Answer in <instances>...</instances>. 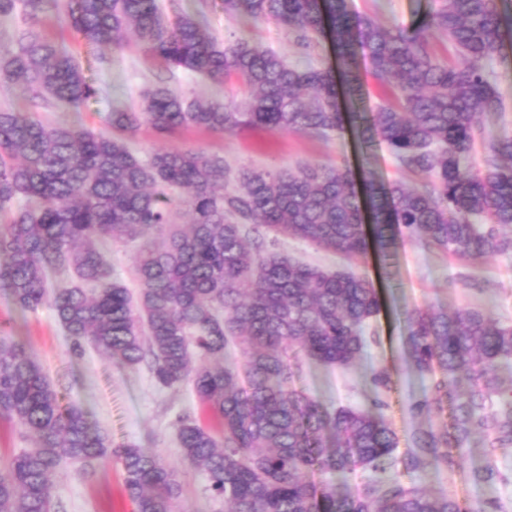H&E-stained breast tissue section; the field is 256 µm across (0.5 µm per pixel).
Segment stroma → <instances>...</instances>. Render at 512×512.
Listing matches in <instances>:
<instances>
[{
	"label": "stroma",
	"mask_w": 512,
	"mask_h": 512,
	"mask_svg": "<svg viewBox=\"0 0 512 512\" xmlns=\"http://www.w3.org/2000/svg\"><path fill=\"white\" fill-rule=\"evenodd\" d=\"M161 2L170 21L181 14L203 13L218 39L243 37L275 50L293 64L306 59L316 66L333 63L328 42L302 47L292 32L275 22L226 14L220 0H210L206 6L201 0ZM347 5L351 11L369 14L383 25L409 26L431 9L433 0H347ZM33 31L74 55L97 89L95 97L74 111L52 102L32 106L22 88L0 81V108L35 112L50 125L103 129L109 113L134 105L141 92L160 79L176 94L189 99L221 101L231 93V83L219 84L194 73L169 71L129 35L120 42L89 49L74 36L65 16L54 12L43 15ZM491 78L507 109L500 114L484 115L481 122L493 132L512 133V66L494 63ZM129 146L143 157L158 147L200 148L222 157L233 173L242 169H293L307 164L333 166L346 162L371 171L383 183H419L418 176L401 168L388 148L379 145L361 152L347 134L318 138L299 131L252 127L230 133L185 128L160 134L144 126L130 137ZM277 249L312 265L327 269L349 267L374 278L382 307L372 325L374 336L360 358L348 368L304 364L295 384L328 409H369L375 398L371 375L379 370L387 372L391 389L384 396L382 414L398 436L395 455L400 459L411 448L415 431L439 423L435 416L416 417L408 410L409 404L428 394L430 379L406 362L407 312L429 307L450 312L476 308L499 322L512 324V252L472 261L403 238L387 274L382 275L373 260L350 259L301 240H280ZM1 321L6 322L10 335L21 340L40 361L52 382L63 387L66 401L82 406L90 420L111 435L114 444L139 445L158 454L177 471L183 487L176 503L177 512H224L223 502L211 497L203 477L181 457L175 418L182 412L196 416L201 413L189 386L161 388L146 368L119 367L91 347L86 348L83 357H75L70 339L51 306L24 312L0 293ZM484 461L482 441L475 437L454 469L426 467L407 471L398 467L387 471L385 477L431 493L448 494L467 505L494 499L502 505L503 512H512V450L496 458L504 479L491 487L472 480L473 471ZM52 482L57 512H132L116 462L89 467L67 464L58 470Z\"/></svg>",
	"instance_id": "35a3bbf8"
}]
</instances>
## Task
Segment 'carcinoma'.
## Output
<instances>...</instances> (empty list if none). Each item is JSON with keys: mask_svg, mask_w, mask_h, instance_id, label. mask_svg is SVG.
Wrapping results in <instances>:
<instances>
[{"mask_svg": "<svg viewBox=\"0 0 512 512\" xmlns=\"http://www.w3.org/2000/svg\"><path fill=\"white\" fill-rule=\"evenodd\" d=\"M416 26L379 24L345 0H221L224 12L288 27L308 47L331 39L336 67L292 65L236 38L218 40L205 23L165 21L159 0H0V14L33 21L48 9L97 47L131 32L169 69L214 82L236 78L233 100H187L156 84L138 104L112 112L105 129L49 126L32 112L0 110V291L24 312L45 304L80 356L92 343L123 368L146 367L163 388L192 385L217 420L176 418L182 458L202 472L225 512H501L495 500L464 506L397 481L348 488L358 470L380 474L398 440L383 418L384 371L373 374L375 410H328L294 386L299 357L349 367L381 310L374 282L348 270L302 264L252 242L249 231L383 261L408 235L424 246L472 260L512 251V134H493L480 117L505 103L487 64L512 40L501 0H438ZM448 40L450 65L430 35ZM369 60L383 86L400 92L375 112L357 107L358 71ZM0 77L78 110L96 94L78 60L20 30L0 43ZM143 125L160 134L182 127L230 133L244 125L350 133L369 149L384 143L422 177L410 188L357 176L347 163L297 170L238 172L224 191V159L199 149H157L143 159L128 136ZM481 152V167L471 160ZM20 199L23 206L16 205ZM188 222L175 225L173 213ZM140 242L132 291L112 277L109 246ZM71 272L52 284L54 275ZM408 363L432 378L415 414L451 422L419 430L406 465L453 469L471 438L486 465L474 480L504 479L495 465L512 449V325L482 310L407 313ZM240 348L242 365L228 361ZM0 417L34 447L0 468V512H50L51 475L64 460H116L134 512H175L182 493L174 469L135 444L115 445L79 405L64 401L40 362L0 326ZM318 472L342 479L315 483Z\"/></svg>", "mask_w": 512, "mask_h": 512, "instance_id": "carcinoma-1", "label": "carcinoma"}]
</instances>
